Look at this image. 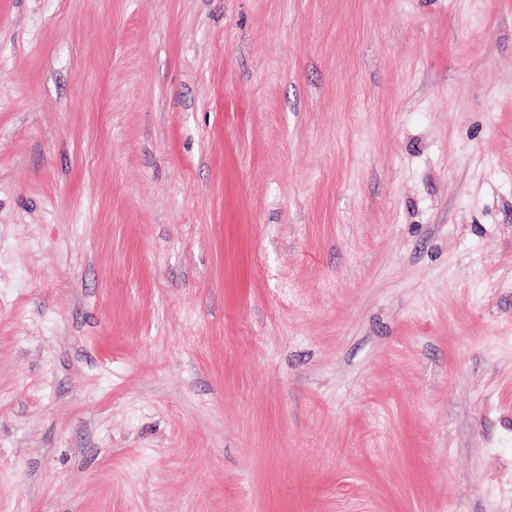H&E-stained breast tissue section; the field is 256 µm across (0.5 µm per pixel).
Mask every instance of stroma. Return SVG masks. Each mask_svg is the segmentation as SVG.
<instances>
[{"label":"stroma","mask_w":512,"mask_h":512,"mask_svg":"<svg viewBox=\"0 0 512 512\" xmlns=\"http://www.w3.org/2000/svg\"><path fill=\"white\" fill-rule=\"evenodd\" d=\"M0 512H512V0H0Z\"/></svg>","instance_id":"35a3bbf8"}]
</instances>
